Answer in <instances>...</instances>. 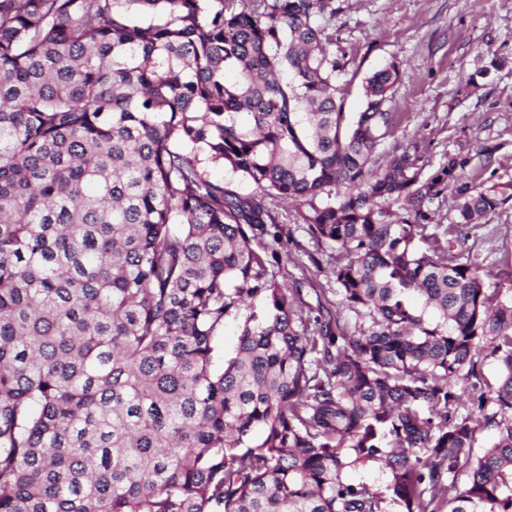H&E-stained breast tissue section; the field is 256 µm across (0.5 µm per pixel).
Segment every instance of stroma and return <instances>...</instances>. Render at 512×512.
<instances>
[{"instance_id":"stroma-1","label":"stroma","mask_w":512,"mask_h":512,"mask_svg":"<svg viewBox=\"0 0 512 512\" xmlns=\"http://www.w3.org/2000/svg\"><path fill=\"white\" fill-rule=\"evenodd\" d=\"M332 6L336 15L326 19V32L359 77L346 111L363 109L361 78L400 64L392 128L377 154L411 145L425 174L457 156L468 159L467 172L478 182L512 184V0H333ZM499 57L504 66L491 69ZM470 80L478 89L462 96ZM486 146L494 150L488 162L480 155ZM268 208L288 234L278 280L300 287L304 307L324 305L353 332L355 316L343 307L332 275L343 254L318 246L287 203L272 199ZM464 246L493 270L495 283L512 284V199L486 216Z\"/></svg>"}]
</instances>
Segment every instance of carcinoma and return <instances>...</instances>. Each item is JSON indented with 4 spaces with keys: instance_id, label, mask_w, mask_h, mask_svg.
Wrapping results in <instances>:
<instances>
[{
    "instance_id": "obj_1",
    "label": "carcinoma",
    "mask_w": 512,
    "mask_h": 512,
    "mask_svg": "<svg viewBox=\"0 0 512 512\" xmlns=\"http://www.w3.org/2000/svg\"><path fill=\"white\" fill-rule=\"evenodd\" d=\"M329 2L0 0V512H512V298L452 252L512 185L376 164L399 64L345 111ZM275 197L346 253L353 333L276 279ZM369 464L389 495L343 478ZM200 167L212 180L224 181V186L237 192L240 196H247L254 190V186L241 177L230 173L222 163L209 159L206 152L198 151ZM454 206L455 194L452 187L426 204V208L434 216L433 224H450L454 219Z\"/></svg>"
}]
</instances>
